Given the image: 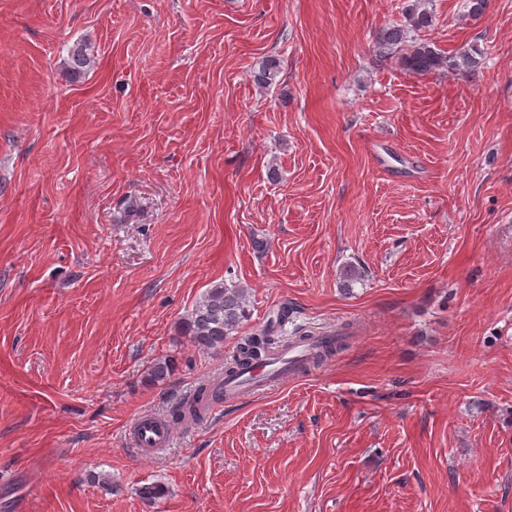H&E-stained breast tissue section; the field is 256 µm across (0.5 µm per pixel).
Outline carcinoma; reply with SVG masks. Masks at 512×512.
Listing matches in <instances>:
<instances>
[{
    "mask_svg": "<svg viewBox=\"0 0 512 512\" xmlns=\"http://www.w3.org/2000/svg\"><path fill=\"white\" fill-rule=\"evenodd\" d=\"M426 0H408L403 9L404 23L384 28L376 37V52L381 58H395L403 69L426 74L435 71L471 74L477 71L480 60L471 48H462L452 56L443 55L433 43L425 40L420 33L434 23L432 12L425 6ZM93 59L86 50L77 47L70 53L68 70L77 77L90 67ZM280 73V60L268 56L254 71L253 80L261 88L268 89L276 83ZM288 306L277 312L276 320L265 327L238 338L236 347L224 362V375L234 378L243 374L254 362L266 359L283 349L287 344L279 336L278 328L290 319ZM249 310L246 289L233 285L218 284L210 288L183 323L186 335L195 344L207 350L224 347V339L248 320ZM348 332L344 329L326 340L312 354L309 362L318 364L325 361L346 346ZM219 388L201 385L194 396L179 402L172 411V417L181 422H197L203 419L202 412L210 401L218 397Z\"/></svg>",
    "mask_w": 512,
    "mask_h": 512,
    "instance_id": "1",
    "label": "carcinoma"
}]
</instances>
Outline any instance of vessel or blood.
<instances>
[{"label":"vessel or blood","mask_w":512,"mask_h":512,"mask_svg":"<svg viewBox=\"0 0 512 512\" xmlns=\"http://www.w3.org/2000/svg\"><path fill=\"white\" fill-rule=\"evenodd\" d=\"M312 352L311 343L294 344L274 358L261 361L260 365L249 370L247 375L226 381L224 393L230 397L242 389L265 391L286 378L299 375ZM132 442L144 450H161L170 446L172 429L158 418L143 416L138 418L134 425Z\"/></svg>","instance_id":"vessel-or-blood-1"}]
</instances>
